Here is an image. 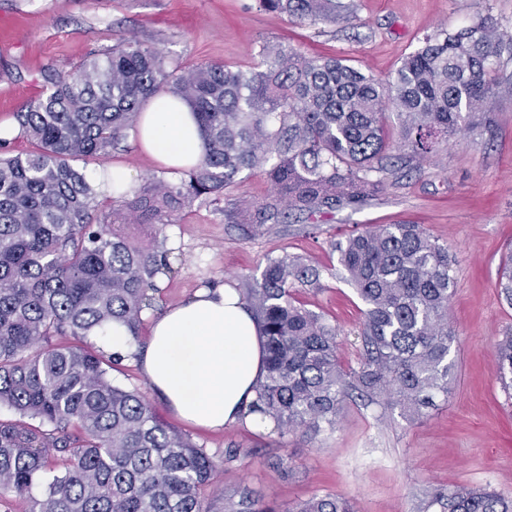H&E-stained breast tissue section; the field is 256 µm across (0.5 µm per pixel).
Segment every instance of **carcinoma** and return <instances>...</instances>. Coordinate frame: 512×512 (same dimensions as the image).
<instances>
[{
    "label": "carcinoma",
    "instance_id": "cac0c4a2",
    "mask_svg": "<svg viewBox=\"0 0 512 512\" xmlns=\"http://www.w3.org/2000/svg\"><path fill=\"white\" fill-rule=\"evenodd\" d=\"M257 8L312 24L353 11L343 0H257ZM505 49L512 52V36L484 17L426 36L385 81L270 42L255 49L246 70L186 68L137 39L54 74L19 119L31 149L0 156V405L16 414L0 419V509L12 512L22 498L29 512H274L248 488L220 506L207 499L215 457L165 423L140 392L113 384L117 359L88 343L113 322L137 338L142 313L154 307L155 278L170 270L164 243L139 245L117 227L161 229L172 212L217 198L255 171L266 175L271 195L224 198V223L261 230L359 206L385 190L378 177L385 161L427 159L475 118L491 122L488 101L509 80L497 68ZM160 93L194 113L200 161L179 180L154 179L132 196L112 189V211L99 212L100 191L72 161L107 158L137 128L143 103ZM336 251L366 305L356 368L341 365L336 328L294 297L317 276L301 258L268 259L241 292L267 354L249 412L282 436L334 428L351 387L408 421L448 393L456 342L448 249L419 224H375ZM500 288L512 306V251ZM62 334L73 345L52 343ZM494 356L508 391L512 335ZM435 506L512 512V497L456 486L427 492L422 512ZM282 512L356 510L326 493Z\"/></svg>",
    "mask_w": 512,
    "mask_h": 512
}]
</instances>
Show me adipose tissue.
<instances>
[{
    "label": "adipose tissue",
    "mask_w": 512,
    "mask_h": 512,
    "mask_svg": "<svg viewBox=\"0 0 512 512\" xmlns=\"http://www.w3.org/2000/svg\"><path fill=\"white\" fill-rule=\"evenodd\" d=\"M138 139L142 151L167 168L191 167L201 154L188 107L166 94L147 102ZM102 334L113 354L136 353L143 377L181 420L212 431L258 423L248 406L265 374L263 338L236 288L200 289L151 318L141 350L132 349L120 323Z\"/></svg>",
    "instance_id": "ef3b65f1"
}]
</instances>
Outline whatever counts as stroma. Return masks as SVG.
Returning <instances> with one entry per match:
<instances>
[{"label":"stroma","mask_w":512,"mask_h":512,"mask_svg":"<svg viewBox=\"0 0 512 512\" xmlns=\"http://www.w3.org/2000/svg\"><path fill=\"white\" fill-rule=\"evenodd\" d=\"M351 20L310 24L257 10L254 0H0V126L43 91L47 75L70 70L130 36L168 61L247 66L259 42H282L302 55L336 57L383 79L422 38L488 16L512 32V0H352ZM494 127L481 125L439 145L433 163L387 168V188L358 207L339 206L314 221L266 225L260 232L224 221L223 200L172 213L163 229L171 270L159 275L156 310L196 289L245 287L267 259L297 256L318 280L298 302L335 326L342 366L356 365L365 305L343 279L334 245L372 224L422 225L448 249L454 282L449 321L457 335L447 395L419 420L351 392L335 429L281 436L274 427L212 432L188 424L159 402L132 359L111 370L115 384L139 390L175 430L216 457V493L248 487L278 508L330 493L356 512H419L424 492L454 485L512 497V398L497 380L494 349L512 329L498 269L512 249V83L493 99ZM128 167L132 188L168 169L128 136L109 157ZM239 456L225 461L228 449Z\"/></svg>","instance_id":"1"}]
</instances>
